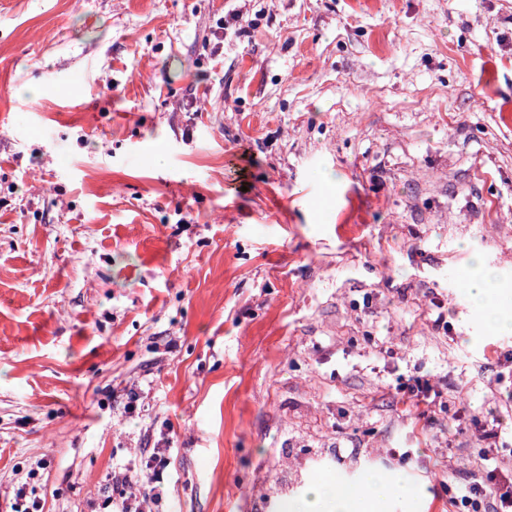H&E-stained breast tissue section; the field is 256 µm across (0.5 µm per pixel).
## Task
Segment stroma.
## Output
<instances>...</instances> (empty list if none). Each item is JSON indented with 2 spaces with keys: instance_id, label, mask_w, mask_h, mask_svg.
Returning a JSON list of instances; mask_svg holds the SVG:
<instances>
[{
  "instance_id": "35a3bbf8",
  "label": "stroma",
  "mask_w": 512,
  "mask_h": 512,
  "mask_svg": "<svg viewBox=\"0 0 512 512\" xmlns=\"http://www.w3.org/2000/svg\"><path fill=\"white\" fill-rule=\"evenodd\" d=\"M475 251L512 298V0H0V512L164 446L152 512H455L512 425ZM410 380L413 381V384L409 387L411 396L416 398L418 403H424L429 407L435 405L437 398H441L442 393L424 376H414ZM357 494H343L336 489L334 495L326 492V483L319 480L310 485L307 498L294 512H379L367 511L381 506L394 488L374 474L363 477ZM325 508V509H324Z\"/></svg>"
}]
</instances>
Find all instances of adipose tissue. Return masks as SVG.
I'll list each match as a JSON object with an SVG mask.
<instances>
[{
  "label": "adipose tissue",
  "instance_id": "1",
  "mask_svg": "<svg viewBox=\"0 0 512 512\" xmlns=\"http://www.w3.org/2000/svg\"><path fill=\"white\" fill-rule=\"evenodd\" d=\"M475 273L464 280L469 299L477 312L485 316L486 326L502 334L512 333V306L498 304L493 299L498 279L495 269L485 267L481 258L473 260ZM357 494H328L326 484L316 481L310 485L299 512H372L389 498L394 488L373 474L363 477Z\"/></svg>",
  "mask_w": 512,
  "mask_h": 512
}]
</instances>
